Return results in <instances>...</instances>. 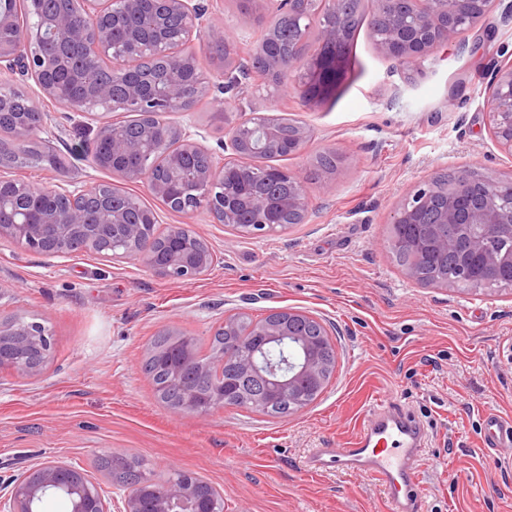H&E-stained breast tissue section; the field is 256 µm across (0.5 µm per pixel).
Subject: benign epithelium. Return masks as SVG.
Wrapping results in <instances>:
<instances>
[{
    "label": "benign epithelium",
    "mask_w": 512,
    "mask_h": 512,
    "mask_svg": "<svg viewBox=\"0 0 512 512\" xmlns=\"http://www.w3.org/2000/svg\"><path fill=\"white\" fill-rule=\"evenodd\" d=\"M297 27L292 41L304 49L301 57H267L268 81L277 84L289 80L300 98L310 102L332 85L340 71L346 51L344 5L347 0H283ZM502 0H377L370 36L381 54L393 60L401 70L412 74L425 59L446 44L465 46V36L487 18ZM81 10L44 14L39 0H29L35 11L33 28L21 27L15 0H0V71L30 76L38 87V96L26 97L27 112L0 129V138L12 147L26 146L36 131L30 117L45 124L42 105L46 100L61 102L55 71L67 66L66 58L52 52L65 45L76 53L81 67L107 61L112 82L88 91L77 105L79 112L103 114L138 109L151 115L171 111L173 98L191 105L209 93L201 80L184 79L198 72L197 60L189 45L204 36L212 46L235 42L234 28L210 24L204 9L195 0H79ZM333 15L332 23L315 26L322 11ZM482 109L487 113L496 144L512 157V65L498 68L487 83ZM283 120L272 109L252 110L228 132L224 150L234 153V165L219 163L213 154L180 125L141 123L139 134L129 138L115 123L99 127L92 154L93 163L132 183H143L164 202L178 203L177 211L192 214L204 207L221 223L233 228L240 224L239 211L251 212V223L273 227L286 214L297 224L309 218L308 191L303 180L285 167L266 166L262 179L284 186L269 197L256 193L249 185L231 177L255 171L252 160L277 158L301 151L310 139V131L292 125L290 139L283 142ZM146 147L166 159L163 172L127 164V159ZM205 153L206 162L194 171V187L179 197L172 186L184 165V159ZM103 197L99 209L85 212L74 204L84 190L62 185L35 191L21 180L0 175V236L7 235L27 250L46 254L47 238L64 240L80 234L90 244L103 240L129 246L125 255L134 257L154 273L171 278L196 277L210 266L213 250L196 233L171 231L178 246L165 261H160L146 236V227L157 223L154 213L130 215L113 201L116 191L101 185ZM394 224H418L420 233L409 244L416 262L406 268L409 279L424 283L422 262L434 253L451 254L461 280L480 270L485 286L497 282L498 273L512 269V179L500 180L472 168L454 176L453 184L441 186L432 178L406 194L392 217ZM498 239L505 247L487 249V241ZM311 319L308 314L288 309L258 326L251 351L249 373L263 380L267 389L290 388L299 378L322 385L325 379L320 351L334 348L330 338L319 346H309L296 333L297 323ZM273 336L303 344L304 357L271 359L265 351ZM48 333L42 323L13 318L0 320V372L14 371L32 375L39 371L33 357L49 354ZM188 490L171 487L160 498H147L142 486L124 489L120 512H180ZM62 497L69 512H110L98 484L87 479L64 461L41 469L40 482L27 478H9L0 483V512H43L50 497Z\"/></svg>",
    "instance_id": "obj_1"
}]
</instances>
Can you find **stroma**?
<instances>
[{
	"instance_id": "stroma-1",
	"label": "stroma",
	"mask_w": 512,
	"mask_h": 512,
	"mask_svg": "<svg viewBox=\"0 0 512 512\" xmlns=\"http://www.w3.org/2000/svg\"><path fill=\"white\" fill-rule=\"evenodd\" d=\"M207 16L238 33L250 58L265 32L236 0H203ZM512 60V22H479L406 77L368 29L357 32L344 76L326 97L257 87L244 102L201 98L193 111L160 114L220 152L242 110L275 108L309 129L300 153L278 159L309 193L308 223L241 235L201 211L166 208L145 185L94 166L99 120L54 102L42 134L66 172L13 170L34 186L109 183L138 195L158 231L186 227L212 247L204 273L173 279L135 258L90 251L45 256L0 236V318L45 325L49 356L33 375H0V476L22 477L62 460L118 499L100 457L131 454L156 475L196 473L224 493V512H391L378 482L343 471L313 473L316 448H346L376 399L392 398L429 428L421 512H512V447H483L486 414L512 419V291L487 295L417 285L386 250L393 212L421 181L471 167L512 178L494 145L482 93ZM336 156L328 182L319 154ZM296 309L316 317L336 350L323 392L302 411L271 417L236 406L203 413L164 406L142 371L152 339L175 330L207 354L226 317Z\"/></svg>"
}]
</instances>
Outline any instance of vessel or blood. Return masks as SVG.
Segmentation results:
<instances>
[{"mask_svg":"<svg viewBox=\"0 0 512 512\" xmlns=\"http://www.w3.org/2000/svg\"><path fill=\"white\" fill-rule=\"evenodd\" d=\"M423 439L424 427L413 412L381 399L363 421L352 447L313 449L306 466L312 472L341 470L372 477L385 490L393 512H419ZM484 444L512 446V420L486 415Z\"/></svg>","mask_w":512,"mask_h":512,"instance_id":"b4317fda","label":"vessel or blood"}]
</instances>
